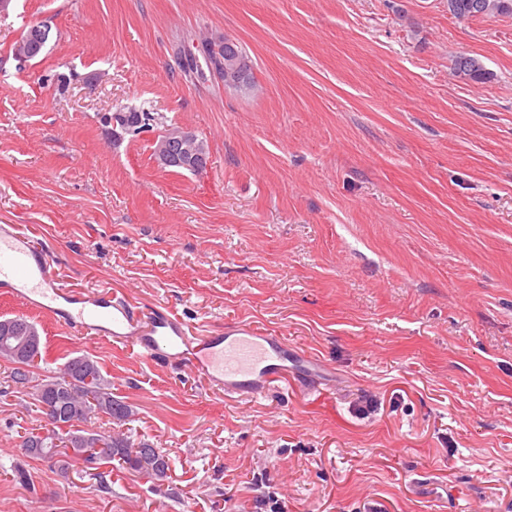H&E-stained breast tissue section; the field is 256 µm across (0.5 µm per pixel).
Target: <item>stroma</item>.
<instances>
[{
	"instance_id": "stroma-1",
	"label": "stroma",
	"mask_w": 512,
	"mask_h": 512,
	"mask_svg": "<svg viewBox=\"0 0 512 512\" xmlns=\"http://www.w3.org/2000/svg\"><path fill=\"white\" fill-rule=\"evenodd\" d=\"M51 27L26 64L12 47ZM237 39L255 89L184 73L206 33ZM474 56L491 81L457 77ZM67 78L59 87L58 75ZM155 122L113 139L101 118ZM187 127L200 173L161 167ZM0 224L59 284L112 289L205 326L286 336L330 381L236 399L121 344L34 322L46 369L87 355L168 453L155 485L108 491L27 458L40 425L0 366V512H512V15L447 0H9L0 12ZM448 11L453 16L463 19L503 14L512 15V0H448Z\"/></svg>"
}]
</instances>
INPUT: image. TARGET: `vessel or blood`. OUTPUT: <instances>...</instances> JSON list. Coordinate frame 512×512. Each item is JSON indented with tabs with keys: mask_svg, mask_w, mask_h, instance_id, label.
Instances as JSON below:
<instances>
[{
	"mask_svg": "<svg viewBox=\"0 0 512 512\" xmlns=\"http://www.w3.org/2000/svg\"><path fill=\"white\" fill-rule=\"evenodd\" d=\"M0 289L71 335L94 331L148 362L190 370L225 394L253 399L288 371V340L238 322L200 336L165 305L137 309L110 292L61 287L47 253L17 225H0Z\"/></svg>",
	"mask_w": 512,
	"mask_h": 512,
	"instance_id": "1",
	"label": "vessel or blood"
}]
</instances>
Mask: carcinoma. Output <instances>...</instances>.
Returning a JSON list of instances; mask_svg holds the SVG:
<instances>
[{"label": "carcinoma", "mask_w": 512, "mask_h": 512, "mask_svg": "<svg viewBox=\"0 0 512 512\" xmlns=\"http://www.w3.org/2000/svg\"><path fill=\"white\" fill-rule=\"evenodd\" d=\"M448 12L463 19L512 15V0H448ZM216 48L234 59L237 77L231 86L251 88L253 65L240 43L235 41L228 46L221 39L210 41L205 51L211 55ZM455 73L463 80L476 83L490 77L479 59L465 55L455 60ZM18 321L31 335L32 343L15 351L0 342V362L10 365L11 386L32 400L41 414L42 424L37 431L23 436L20 447L25 455L62 474L76 467L99 479L102 489L108 485L100 468L114 460L155 483L165 481L170 465L168 454L148 442L134 440L123 431L134 411L112 395V382L102 374L97 361L76 356L56 373L34 372L38 360L42 359L41 336L27 319L20 317ZM103 418L111 427L103 429L94 425V420Z\"/></svg>", "instance_id": "1"}]
</instances>
